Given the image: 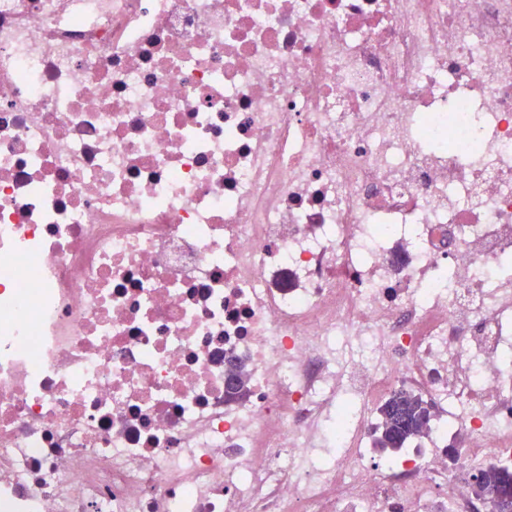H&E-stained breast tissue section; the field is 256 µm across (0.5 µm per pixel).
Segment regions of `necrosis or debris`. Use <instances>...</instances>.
Wrapping results in <instances>:
<instances>
[{"instance_id": "necrosis-or-debris-1", "label": "necrosis or debris", "mask_w": 512, "mask_h": 512, "mask_svg": "<svg viewBox=\"0 0 512 512\" xmlns=\"http://www.w3.org/2000/svg\"><path fill=\"white\" fill-rule=\"evenodd\" d=\"M507 464L512 0H0V512H483ZM381 429L376 439L377 447L391 445L387 453H396L415 441L430 419L428 404L418 395L399 390L393 392L379 409ZM471 478L479 479V489L485 497L510 499L512 503V470L509 468L491 467ZM474 486V493H479Z\"/></svg>"}]
</instances>
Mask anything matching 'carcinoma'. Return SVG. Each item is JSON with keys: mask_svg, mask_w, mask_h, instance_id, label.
<instances>
[{"mask_svg": "<svg viewBox=\"0 0 512 512\" xmlns=\"http://www.w3.org/2000/svg\"><path fill=\"white\" fill-rule=\"evenodd\" d=\"M381 429L376 444L391 445L396 453L415 441L430 419L428 404L418 395L399 390L380 407ZM481 493L489 498L512 500V470L491 467L476 474Z\"/></svg>", "mask_w": 512, "mask_h": 512, "instance_id": "cac0c4a2", "label": "carcinoma"}]
</instances>
